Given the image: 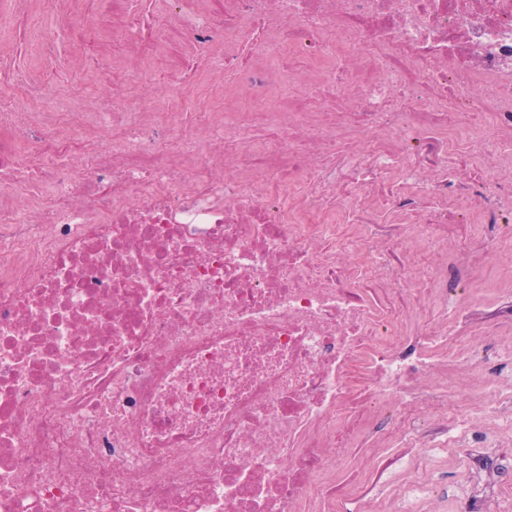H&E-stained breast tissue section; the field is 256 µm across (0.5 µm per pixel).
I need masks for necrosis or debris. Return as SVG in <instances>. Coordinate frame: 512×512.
<instances>
[{
  "mask_svg": "<svg viewBox=\"0 0 512 512\" xmlns=\"http://www.w3.org/2000/svg\"><path fill=\"white\" fill-rule=\"evenodd\" d=\"M153 4L0 8L93 47L62 74L0 40V512L512 498L439 480L460 448L512 467V352L453 324L455 283L512 244V0H167L177 25L147 33ZM173 40L184 85L70 111L64 86ZM464 158L481 176L457 185ZM467 194L469 246L417 251L406 231L445 239ZM462 367L478 423L450 401ZM359 447L368 488L337 477Z\"/></svg>",
  "mask_w": 512,
  "mask_h": 512,
  "instance_id": "necrosis-or-debris-1",
  "label": "necrosis or debris"
}]
</instances>
